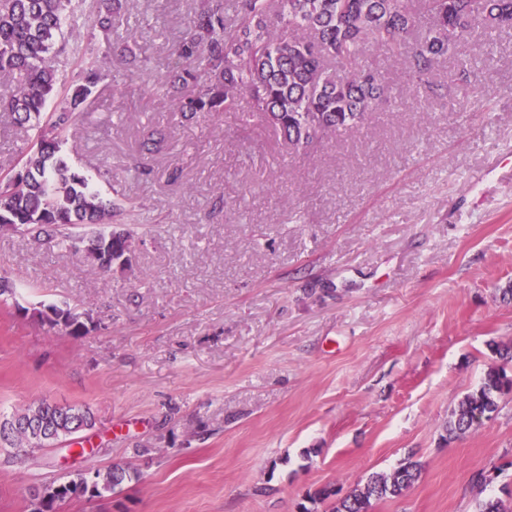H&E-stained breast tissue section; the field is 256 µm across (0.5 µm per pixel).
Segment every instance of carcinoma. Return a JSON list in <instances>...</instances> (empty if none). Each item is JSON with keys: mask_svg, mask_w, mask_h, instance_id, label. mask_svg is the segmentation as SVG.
<instances>
[{"mask_svg": "<svg viewBox=\"0 0 512 512\" xmlns=\"http://www.w3.org/2000/svg\"><path fill=\"white\" fill-rule=\"evenodd\" d=\"M120 0H0V79L15 80L0 110L35 131L37 147L17 170L0 177V224H19L17 234L54 235L63 243L87 237L82 257L102 266L98 244L107 240L112 213L121 206L104 201L89 180L72 170L61 154L77 114L100 84L112 78L97 56L80 61L71 78L51 65L66 50V32L86 28L101 34L107 51L135 58L127 46L112 45ZM512 28V0H195L187 30L174 48L175 61L163 80L166 94L183 114L237 112L248 97L251 112L280 132L296 149H305L339 129L362 125L392 98L380 72L362 62L371 45L388 60L407 64L429 96L445 99L465 93L472 83L466 66L438 83L428 81L438 62L456 43L482 30ZM51 112L45 111L50 98ZM154 128L143 146L150 153L167 144ZM39 320L69 336L87 331V320L69 308L52 306ZM512 391L505 368L490 366L480 385L465 394L448 419L454 439L471 429L475 414L497 411L498 397ZM94 418L86 406H59L45 399L0 417V441L24 452L42 450L89 429ZM421 466L409 461L389 474L374 473L343 497L325 486L308 495L314 505L331 501V512H371L373 502L397 497L419 478ZM136 472L111 466L92 475L74 474L65 482L40 484L42 510L57 512L74 499H93L113 491ZM477 512H512V502L488 498Z\"/></svg>", "mask_w": 512, "mask_h": 512, "instance_id": "1", "label": "carcinoma"}]
</instances>
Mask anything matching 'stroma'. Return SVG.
I'll return each mask as SVG.
<instances>
[{"mask_svg": "<svg viewBox=\"0 0 512 512\" xmlns=\"http://www.w3.org/2000/svg\"><path fill=\"white\" fill-rule=\"evenodd\" d=\"M194 5L122 0L112 39L136 63L76 32L52 59L67 76L84 54L112 71L62 151L103 199L137 204L112 223L144 244L104 270L57 240L0 233L15 284L0 303V414L46 399L95 419L26 456L0 447V512L112 465L138 475L63 512H302L317 488L346 493L410 459L419 479L372 512L512 498V392L446 436L512 343V29L458 44L433 74L478 68L475 107L410 91L406 66L367 48L401 100L297 150L247 118L248 101L189 119L157 94ZM153 128L168 143L142 154ZM31 146L0 112V174ZM50 305L95 326L61 334L33 315Z\"/></svg>", "mask_w": 512, "mask_h": 512, "instance_id": "35a3bbf8", "label": "stroma"}]
</instances>
